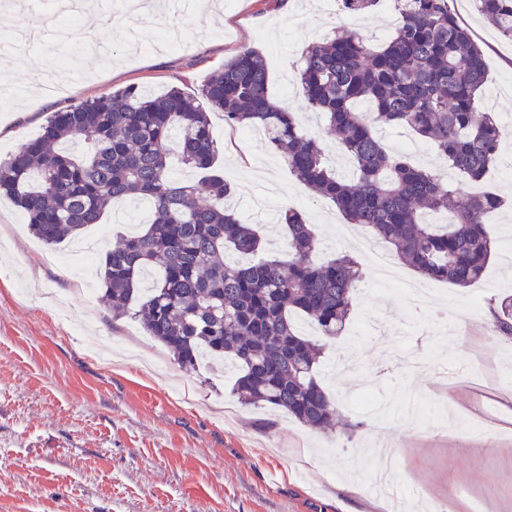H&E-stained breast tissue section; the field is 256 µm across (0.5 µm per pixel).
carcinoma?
Listing matches in <instances>:
<instances>
[{
	"instance_id": "obj_1",
	"label": "carcinoma",
	"mask_w": 512,
	"mask_h": 512,
	"mask_svg": "<svg viewBox=\"0 0 512 512\" xmlns=\"http://www.w3.org/2000/svg\"><path fill=\"white\" fill-rule=\"evenodd\" d=\"M393 2L397 22L388 42L375 48L359 32L344 31L309 46L298 68V88L335 133L352 166L348 177L329 165L324 140L269 96L264 56L243 46L195 94L177 86L160 94L129 86L51 113L38 137L0 159V194L49 247L100 223L114 203L146 200L152 208L146 229L103 259L102 287L113 315L139 317L187 371L205 354L231 363L242 402L329 428L339 412L315 377L320 341L343 334L361 272L347 255L316 261L315 233L294 209L281 217L287 257L226 261L229 253H255L260 236L226 205L235 187L216 168L208 110L223 111L231 127L259 129L292 175L331 201L347 223L394 248L421 278L461 288L478 283L493 253L483 218L504 200L457 190L386 150L375 124L409 130L449 169L481 179L504 137L493 113L477 108L489 81L485 51L449 0ZM339 3L343 14L360 15L380 0ZM473 5L512 40V0ZM76 144L80 151L69 149ZM175 160L202 180L179 181ZM428 212L448 222L429 224ZM294 312L316 326L320 340L297 331ZM496 328L512 335V295L498 302Z\"/></svg>"
}]
</instances>
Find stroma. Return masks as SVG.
Here are the masks:
<instances>
[{
    "label": "stroma",
    "mask_w": 512,
    "mask_h": 512,
    "mask_svg": "<svg viewBox=\"0 0 512 512\" xmlns=\"http://www.w3.org/2000/svg\"><path fill=\"white\" fill-rule=\"evenodd\" d=\"M450 7L483 46L490 82L479 101L512 117V40L477 15L473 0ZM389 0L355 17L337 0H207L175 9L155 0L133 12L93 0L91 9L58 0H7L0 36L31 31L25 51L0 59V157L36 137L50 112L129 85L156 93L177 85L196 92L241 46L258 47L274 100L306 118L295 72L303 51L342 27L384 43L393 29ZM59 70L60 88L43 89L42 61ZM216 165L258 222L261 256L283 257L279 216L294 209L311 224L317 257L347 253L362 282L345 333L327 343L317 379L336 399V428L320 431L281 410L247 406L233 370L205 363L185 373L130 316L113 317L94 271L56 246L45 261L12 203L0 199V512H512V339L495 338L491 309L512 292V208L489 215L495 241L484 279L469 288L429 284L407 303L381 283L361 241L381 247L365 227L339 236L344 220L320 202L249 129H230L209 113ZM417 164L446 172L450 185L512 196V132L483 182L448 171L431 145ZM400 448L398 496L371 488L378 444ZM354 486L347 495L345 486Z\"/></svg>",
    "instance_id": "35a3bbf8"
}]
</instances>
